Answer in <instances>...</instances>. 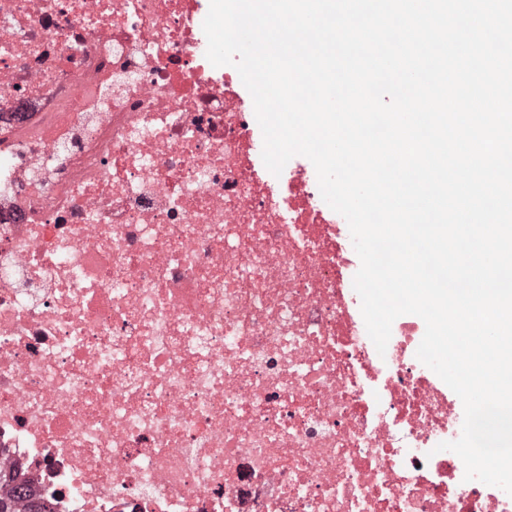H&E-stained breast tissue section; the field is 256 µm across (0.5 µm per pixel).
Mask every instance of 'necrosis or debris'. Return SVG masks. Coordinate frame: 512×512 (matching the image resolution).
Segmentation results:
<instances>
[{
	"instance_id": "obj_1",
	"label": "necrosis or debris",
	"mask_w": 512,
	"mask_h": 512,
	"mask_svg": "<svg viewBox=\"0 0 512 512\" xmlns=\"http://www.w3.org/2000/svg\"><path fill=\"white\" fill-rule=\"evenodd\" d=\"M208 9L0 0V467L53 512H512L313 164L258 174Z\"/></svg>"
}]
</instances>
